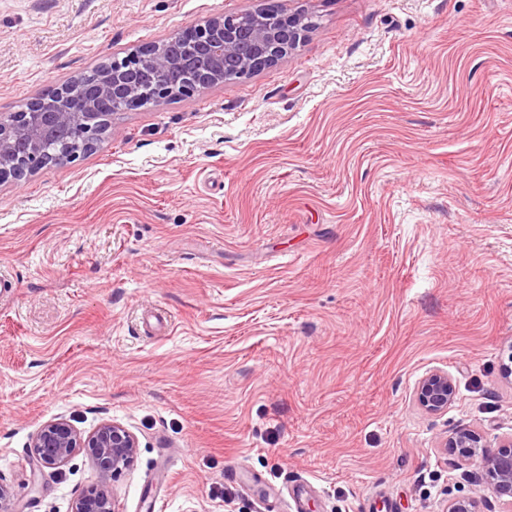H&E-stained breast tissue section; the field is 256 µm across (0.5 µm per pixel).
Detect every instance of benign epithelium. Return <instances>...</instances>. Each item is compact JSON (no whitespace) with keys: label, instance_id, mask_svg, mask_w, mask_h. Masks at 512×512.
Masks as SVG:
<instances>
[{"label":"benign epithelium","instance_id":"benign-epithelium-1","mask_svg":"<svg viewBox=\"0 0 512 512\" xmlns=\"http://www.w3.org/2000/svg\"><path fill=\"white\" fill-rule=\"evenodd\" d=\"M301 13L280 14L274 21L243 15H217L173 34L161 44L143 45L130 54L114 57L99 67L97 80L82 89L83 111L71 107L72 89L80 80L49 87L22 114L0 121V183L20 181L52 164L74 162L80 153H58L51 145L66 130L86 151L97 147L107 131L99 110L116 102L131 103L138 95L137 68L180 71V93L192 96L230 76L242 79L275 64L285 47L305 37ZM456 394L448 373L431 372L417 387L419 405L429 413H443ZM449 445L467 461L477 462L484 475L483 491L512 506V437L493 446L486 437L460 429ZM33 472L66 464L79 449L87 450L98 470L99 483L73 503L71 512H119L110 481L134 461L137 436L124 425L104 421L85 434L64 419L44 424L30 445ZM446 512H481L476 496L452 500Z\"/></svg>","mask_w":512,"mask_h":512}]
</instances>
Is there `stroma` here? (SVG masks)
Returning <instances> with one entry per match:
<instances>
[{"mask_svg": "<svg viewBox=\"0 0 512 512\" xmlns=\"http://www.w3.org/2000/svg\"><path fill=\"white\" fill-rule=\"evenodd\" d=\"M304 11L251 77L113 114L95 151L0 184V482L46 422L138 438L119 512H444L512 435V0H0V119L222 13ZM456 384L447 412L422 377ZM456 394V385L447 372L435 371L423 377L417 387L419 405L429 413H443Z\"/></svg>", "mask_w": 512, "mask_h": 512, "instance_id": "obj_1", "label": "stroma"}]
</instances>
